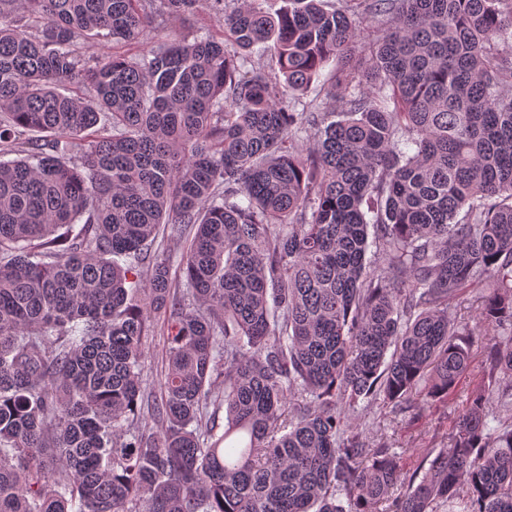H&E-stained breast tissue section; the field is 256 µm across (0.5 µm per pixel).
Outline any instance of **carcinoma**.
Instances as JSON below:
<instances>
[{
	"label": "carcinoma",
	"instance_id": "carcinoma-1",
	"mask_svg": "<svg viewBox=\"0 0 512 512\" xmlns=\"http://www.w3.org/2000/svg\"><path fill=\"white\" fill-rule=\"evenodd\" d=\"M276 2L0 0V512H512V336L402 492L344 415L448 397L460 293L512 330V0ZM153 26L156 27V33L163 34L170 30H176L187 35L190 40H192L193 37L200 38L209 34L219 37L223 30L218 19L207 10L200 11L190 16L156 17L154 18ZM160 40V38L159 40H157V38L154 39L155 43H118L113 44V47L112 41H109L108 43L100 46L97 51L105 52L107 55H112L113 51L131 58H141L147 55L152 47L158 45ZM161 324V319L158 321V332L157 336H152L147 344L146 350V359H145V371L144 374H147L150 377L155 376L156 369H160L162 357L165 355V336L159 335V327Z\"/></svg>",
	"mask_w": 512,
	"mask_h": 512
}]
</instances>
